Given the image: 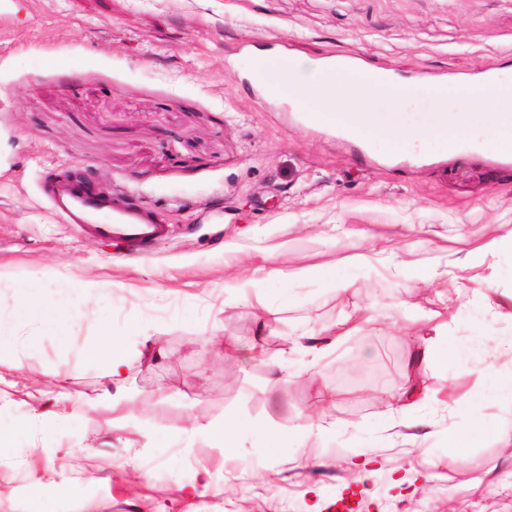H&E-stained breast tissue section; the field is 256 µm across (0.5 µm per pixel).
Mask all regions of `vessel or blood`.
Listing matches in <instances>:
<instances>
[{
	"mask_svg": "<svg viewBox=\"0 0 512 512\" xmlns=\"http://www.w3.org/2000/svg\"><path fill=\"white\" fill-rule=\"evenodd\" d=\"M57 206L71 223L83 225L94 235L125 241L137 250L165 233L164 225L141 212L112 208L108 199L78 184L60 190Z\"/></svg>",
	"mask_w": 512,
	"mask_h": 512,
	"instance_id": "vessel-or-blood-1",
	"label": "vessel or blood"
}]
</instances>
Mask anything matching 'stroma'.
Instances as JSON below:
<instances>
[{"label": "stroma", "instance_id": "1", "mask_svg": "<svg viewBox=\"0 0 512 512\" xmlns=\"http://www.w3.org/2000/svg\"><path fill=\"white\" fill-rule=\"evenodd\" d=\"M344 54L421 109L459 69L512 83V0H0V293L58 292L72 313L16 318L0 360V512H512L488 378L512 377V254L481 249L512 228V159L482 133L453 154L397 151L265 96L261 59ZM76 179L166 237L133 257L69 223L45 188ZM320 265L346 288L312 277ZM491 276L459 311L461 286ZM87 281L101 333L79 317ZM106 332L128 338L109 398L88 355ZM475 333L480 363L424 364L421 403L390 409L402 361ZM306 334L330 341L314 353ZM73 403L85 413L54 429L14 428ZM228 414L237 454L178 441ZM459 425L465 454L446 442Z\"/></svg>", "mask_w": 512, "mask_h": 512}]
</instances>
